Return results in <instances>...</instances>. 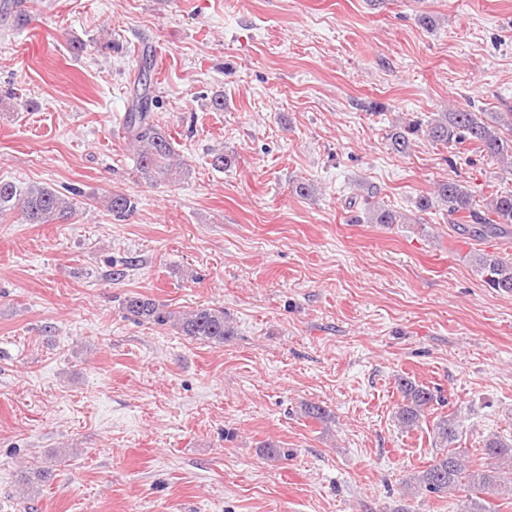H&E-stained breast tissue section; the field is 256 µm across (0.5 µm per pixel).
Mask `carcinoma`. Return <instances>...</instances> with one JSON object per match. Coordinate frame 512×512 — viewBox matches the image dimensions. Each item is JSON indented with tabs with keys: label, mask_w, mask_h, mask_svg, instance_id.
Masks as SVG:
<instances>
[{
	"label": "carcinoma",
	"mask_w": 512,
	"mask_h": 512,
	"mask_svg": "<svg viewBox=\"0 0 512 512\" xmlns=\"http://www.w3.org/2000/svg\"><path fill=\"white\" fill-rule=\"evenodd\" d=\"M152 59L141 57L137 84L134 85L128 112L123 119L124 138L136 148L137 171L151 178L172 173L169 160L175 155L174 147L164 132L151 118L153 97L150 93ZM512 128V113L507 112L496 123L490 124L477 113L466 109L440 112L427 125L410 123L391 134L394 151L406 153L413 139L419 135L430 141L456 146L467 141L478 144L481 152L512 167V144L500 135V127ZM443 206L448 223L455 229L477 239L485 237H512V192H502L483 204H478L475 192L458 180L449 179L437 184L433 195L417 201L421 211L435 205ZM77 201L49 187L24 188L14 182L0 180V217L19 211L25 224H52L65 221L75 213ZM113 219L122 220L135 208V201L123 193H114L106 200ZM374 224H399V214L384 207L371 211ZM484 283L493 290L512 295V254L484 253L478 259ZM127 315L139 322L170 325L182 335L198 340L222 344L233 334L224 318V309L202 306L191 312L172 311L145 296H130L125 301ZM402 403L395 412L400 427L419 426L427 408L438 397L429 388L407 377L396 381ZM462 424L453 417L444 416L434 423L433 441L436 453L431 464L414 477V486L429 493L444 494L466 486L473 497L465 512H491L489 498L507 494L512 497V479L501 477V470L512 474V435L494 434L483 443L487 457L498 462L497 468H471L467 450L456 447Z\"/></svg>",
	"instance_id": "cac0c4a2"
}]
</instances>
